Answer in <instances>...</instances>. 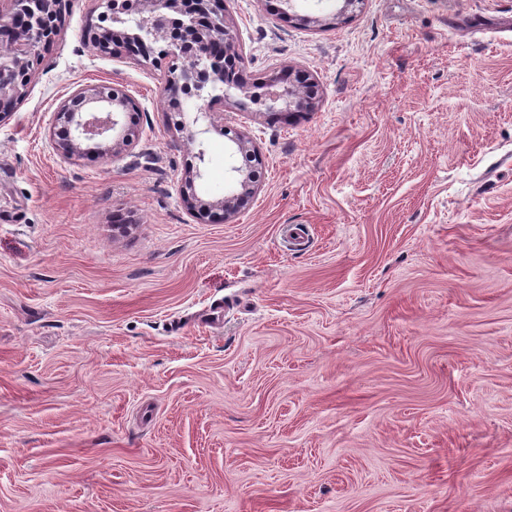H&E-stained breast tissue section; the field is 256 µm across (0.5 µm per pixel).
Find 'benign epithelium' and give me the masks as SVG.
<instances>
[{
    "label": "benign epithelium",
    "instance_id": "benign-epithelium-1",
    "mask_svg": "<svg viewBox=\"0 0 512 512\" xmlns=\"http://www.w3.org/2000/svg\"><path fill=\"white\" fill-rule=\"evenodd\" d=\"M68 0H0V112L14 107L26 94L31 70L41 51L60 31ZM112 25H90L86 41L98 52L124 49L134 57L149 58L155 46L166 47L173 58L183 55L191 62L170 72L164 92L205 101L223 89L224 69L242 60V48L224 18V0H143L145 8L131 18L122 10V0H98ZM267 111L301 112L314 106L316 81L301 69L289 66L271 73ZM129 108L126 96L100 85H85L72 91L56 111L53 136L57 149L66 155L97 154L106 157L127 147L133 129L120 121ZM219 131L227 138L229 153L254 157L258 149L245 134L216 123L212 113L199 106L179 131L194 144L198 136ZM235 176L227 194L218 199L195 197L201 215L215 210L229 219L256 193L259 180L252 166L233 168Z\"/></svg>",
    "mask_w": 512,
    "mask_h": 512
}]
</instances>
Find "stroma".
<instances>
[{
	"instance_id": "obj_1",
	"label": "stroma",
	"mask_w": 512,
	"mask_h": 512,
	"mask_svg": "<svg viewBox=\"0 0 512 512\" xmlns=\"http://www.w3.org/2000/svg\"><path fill=\"white\" fill-rule=\"evenodd\" d=\"M224 6L246 85L318 89L225 102L262 171L230 219L185 179L241 155L184 140L170 57L86 43L94 0L0 121V512H512V0ZM90 84L136 136L62 156ZM267 84L268 112H286L282 114L290 115L288 112L309 110L315 104L316 81L304 70L284 67L271 73Z\"/></svg>"
}]
</instances>
